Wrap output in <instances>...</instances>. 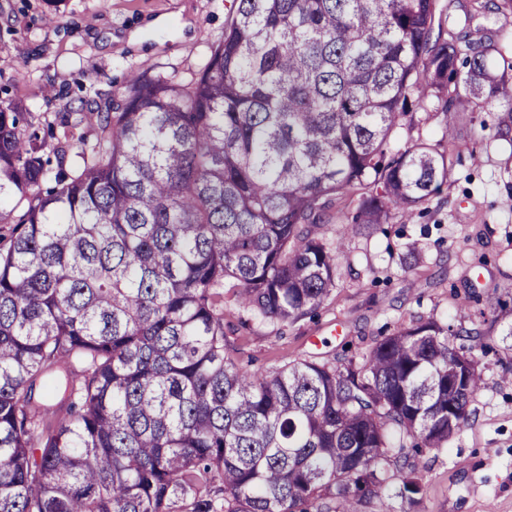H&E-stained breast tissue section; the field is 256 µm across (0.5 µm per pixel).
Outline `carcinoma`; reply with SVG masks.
I'll use <instances>...</instances> for the list:
<instances>
[{
	"instance_id": "carcinoma-1",
	"label": "carcinoma",
	"mask_w": 512,
	"mask_h": 512,
	"mask_svg": "<svg viewBox=\"0 0 512 512\" xmlns=\"http://www.w3.org/2000/svg\"><path fill=\"white\" fill-rule=\"evenodd\" d=\"M437 3L236 0L198 73H137L88 108L80 171L51 167L53 128L0 108V512L415 501L410 459L447 446L481 388L450 338L483 330L420 317L337 365L257 373L218 299L269 322L315 311L336 287L327 199L360 193L363 225L410 218L449 182L455 114L512 119V20L473 42ZM420 110L439 139L393 149Z\"/></svg>"
}]
</instances>
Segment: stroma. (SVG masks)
Masks as SVG:
<instances>
[{
	"label": "stroma",
	"instance_id": "stroma-1",
	"mask_svg": "<svg viewBox=\"0 0 512 512\" xmlns=\"http://www.w3.org/2000/svg\"><path fill=\"white\" fill-rule=\"evenodd\" d=\"M234 0H0V106L12 104L55 124L66 166L77 169L81 142L95 125L77 98L119 100L132 72L190 78L224 35ZM500 110L458 114L459 157L452 185L412 219L392 216L371 232L342 236L357 195L328 200L321 233L343 241L336 287L317 314L274 324L224 306L227 340L240 364L269 372L299 359L335 361L368 348L396 322L423 316L466 328L481 325L474 350L483 385L470 422L447 447L416 458L422 490L412 512H512V145L496 136ZM68 128H60L61 119ZM486 128L474 133L475 121ZM430 261L400 267L404 243Z\"/></svg>",
	"mask_w": 512,
	"mask_h": 512
}]
</instances>
